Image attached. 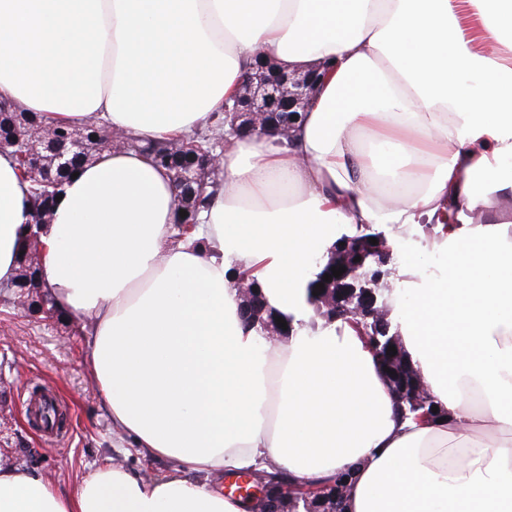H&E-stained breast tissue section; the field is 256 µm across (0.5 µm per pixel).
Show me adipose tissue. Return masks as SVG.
<instances>
[{
	"label": "adipose tissue",
	"instance_id": "1",
	"mask_svg": "<svg viewBox=\"0 0 512 512\" xmlns=\"http://www.w3.org/2000/svg\"><path fill=\"white\" fill-rule=\"evenodd\" d=\"M333 65L288 139L228 138L187 234L166 170L123 147L67 180L39 231L55 310L163 477L104 459L68 493L0 465V512H245L214 478L352 470L348 512H512V0H0V99L141 140L211 125L257 51ZM32 204L0 152V283ZM432 233L390 313L442 420L402 417L361 325L259 348L237 282L308 320L312 259L345 231ZM446 268L426 274L431 253ZM465 353H448L449 340Z\"/></svg>",
	"mask_w": 512,
	"mask_h": 512
}]
</instances>
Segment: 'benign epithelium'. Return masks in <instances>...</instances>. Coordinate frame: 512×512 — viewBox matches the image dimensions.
<instances>
[{
	"mask_svg": "<svg viewBox=\"0 0 512 512\" xmlns=\"http://www.w3.org/2000/svg\"><path fill=\"white\" fill-rule=\"evenodd\" d=\"M329 66L318 63L303 71H286L279 68L271 57L260 54L259 62L243 80L234 104L227 109L233 116L231 132L237 137L266 131L270 125L282 138L289 136L293 120L316 92L321 79L325 77ZM288 113L291 122H281L278 113ZM39 144L27 154L29 176L36 186L60 185L59 176L72 169L73 163L87 158L84 142L92 138L87 130L73 131L68 139L61 143L56 136L43 128L39 131ZM219 154L209 152L191 161H180L176 174L179 193L176 209L188 212L187 224H197L198 211L192 208L194 200L205 186V173L217 176L219 173ZM378 244L373 245L370 239ZM359 261H354V258ZM392 260V251L387 246L383 233L375 230L373 224H363L356 234L331 248L326 260L317 262L318 278L329 274L331 278L323 282L324 290L319 292L318 306L329 310L342 311L347 317L355 318L370 329L373 342L380 335L389 332V323L384 318L387 305L379 304L382 284L381 267ZM342 266L346 271L339 277L332 276V268ZM19 295L17 303L26 307L39 308L49 313L51 297L41 283L40 246L37 234H29V242L24 249L17 279L9 285ZM413 398L415 406H427L431 397L420 374L412 375L411 383L398 390V402ZM349 473H343L338 482L300 493L302 483L294 481L293 494L288 488L266 486L258 481L249 489L248 495L260 504L261 512H342L343 499L349 486Z\"/></svg>",
	"mask_w": 512,
	"mask_h": 512,
	"instance_id": "benign-epithelium-1",
	"label": "benign epithelium"
}]
</instances>
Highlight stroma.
Segmentation results:
<instances>
[{"mask_svg": "<svg viewBox=\"0 0 512 512\" xmlns=\"http://www.w3.org/2000/svg\"><path fill=\"white\" fill-rule=\"evenodd\" d=\"M80 319L32 315L0 293V456L71 490L112 457L135 473L166 475L168 458L144 456L102 406L85 365Z\"/></svg>", "mask_w": 512, "mask_h": 512, "instance_id": "1", "label": "stroma"}]
</instances>
